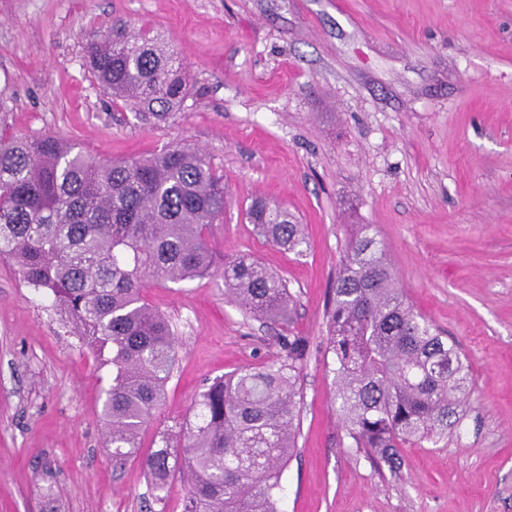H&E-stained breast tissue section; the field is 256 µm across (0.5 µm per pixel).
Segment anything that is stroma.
<instances>
[{
	"instance_id": "stroma-1",
	"label": "stroma",
	"mask_w": 512,
	"mask_h": 512,
	"mask_svg": "<svg viewBox=\"0 0 512 512\" xmlns=\"http://www.w3.org/2000/svg\"><path fill=\"white\" fill-rule=\"evenodd\" d=\"M115 20L160 34L186 68L191 94L165 121L140 120L86 70L84 34ZM0 120L100 160L203 150L232 195L216 259L251 255L296 299L292 321L270 327L219 274L148 288L179 350L143 447L207 380L299 336L285 512H512V0H0ZM255 197L304 224L303 255L255 234ZM359 224L470 369L458 427L402 448L398 476L347 438L324 360L325 307ZM111 381L0 262V512H181L183 480L159 500L140 463L114 467L100 417Z\"/></svg>"
}]
</instances>
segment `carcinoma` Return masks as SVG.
I'll return each mask as SVG.
<instances>
[{"label": "carcinoma", "instance_id": "cac0c4a2", "mask_svg": "<svg viewBox=\"0 0 512 512\" xmlns=\"http://www.w3.org/2000/svg\"><path fill=\"white\" fill-rule=\"evenodd\" d=\"M85 49L91 77L142 117L162 120L189 97L180 63L149 30L115 20L94 29ZM227 199L224 175L188 145L108 162L56 137L0 128V259L51 297L72 335L112 365L101 407L112 459L142 461L156 492L187 479L182 512H282L303 404L308 346L299 336L277 360L213 379L193 419L142 453L179 344L144 288L214 273L209 238ZM245 219L273 244L303 253V225L280 206L255 199ZM223 276L246 315L288 323L294 297L285 280L247 255L224 259ZM326 318L343 428L377 468L397 474L403 445L433 443L458 426L465 357L407 302L370 224L349 240Z\"/></svg>", "mask_w": 512, "mask_h": 512}]
</instances>
